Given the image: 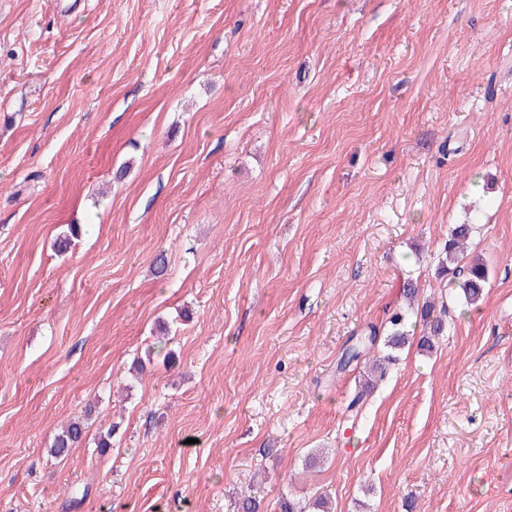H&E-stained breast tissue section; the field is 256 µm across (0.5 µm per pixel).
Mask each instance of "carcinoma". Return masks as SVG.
<instances>
[{
	"mask_svg": "<svg viewBox=\"0 0 512 512\" xmlns=\"http://www.w3.org/2000/svg\"><path fill=\"white\" fill-rule=\"evenodd\" d=\"M474 232V225L457 224L449 232L448 239L443 245L445 259L448 262V273L452 275V282L459 289L464 303L468 307H478L486 296L489 285V269L487 264L478 258L468 259L464 256L467 240ZM403 295L406 308L391 314L385 324L369 325L365 333L352 338L347 344L336 363V371L343 372L350 366L358 363L362 357L369 362L370 379L349 401L348 410L352 417H357L367 394L384 380L388 366L398 360V352L409 342L408 314L415 312V303L418 302L419 289L411 281L404 284ZM432 306L425 305L420 309V317L430 321L433 336H423L419 346L427 351L434 347L433 337L443 333L445 323L437 318L431 319ZM84 436V425L73 420L62 427L55 436L51 455L55 458L67 456L70 450L76 447Z\"/></svg>",
	"mask_w": 512,
	"mask_h": 512,
	"instance_id": "cac0c4a2",
	"label": "carcinoma"
}]
</instances>
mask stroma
I'll use <instances>...</instances> for the list:
<instances>
[{"instance_id": "35a3bbf8", "label": "stroma", "mask_w": 512, "mask_h": 512, "mask_svg": "<svg viewBox=\"0 0 512 512\" xmlns=\"http://www.w3.org/2000/svg\"><path fill=\"white\" fill-rule=\"evenodd\" d=\"M409 278L449 325L351 416ZM247 495L512 512V0H0V512ZM475 224H456L449 232L443 245L445 259L448 262V274L458 288L464 303L468 307H478L486 296L489 285V269L479 258L466 260L464 248L474 232ZM84 425L80 420H73L62 427L61 431L55 436L51 455L55 458H64L72 448H75L84 436Z\"/></svg>"}]
</instances>
